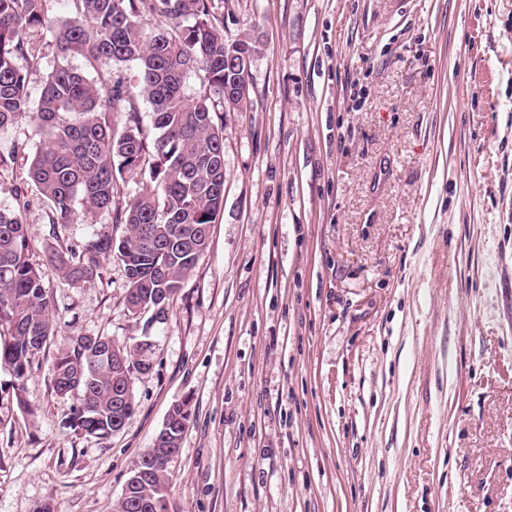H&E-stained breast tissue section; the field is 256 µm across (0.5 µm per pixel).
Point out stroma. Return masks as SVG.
Segmentation results:
<instances>
[{"instance_id": "obj_1", "label": "stroma", "mask_w": 512, "mask_h": 512, "mask_svg": "<svg viewBox=\"0 0 512 512\" xmlns=\"http://www.w3.org/2000/svg\"><path fill=\"white\" fill-rule=\"evenodd\" d=\"M214 7L256 46L251 101L223 115L224 212L164 324L128 313L118 259L47 276L56 336L23 381L0 366V512H113L184 399L178 512H512V0ZM38 39L34 101L88 69ZM150 187L126 172L115 210L56 227L34 201L31 263L123 233ZM147 332L124 428L70 429L66 339Z\"/></svg>"}]
</instances>
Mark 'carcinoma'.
Listing matches in <instances>:
<instances>
[{
	"mask_svg": "<svg viewBox=\"0 0 512 512\" xmlns=\"http://www.w3.org/2000/svg\"><path fill=\"white\" fill-rule=\"evenodd\" d=\"M49 0H0V128L21 120L44 136L27 169L46 207L48 223L69 224L75 212L112 209L117 176L149 166L155 188L131 199L116 223V238L94 230L78 249L48 247L42 267L28 259L31 242L22 211L30 201L16 196L17 207L0 209V365L17 381L55 336L54 306L44 285L55 272L76 284L102 278V260L119 259L128 288L125 303L159 299L170 304L209 245L210 227L224 210V128L215 115L224 111V86L234 80L224 67V19L214 0H72L73 12L49 16ZM52 33L58 51L80 55L90 66L102 61L133 62L139 95L151 107L143 130L127 82H101L73 69L47 75L36 104L28 98V71L39 55L33 33ZM199 80L190 92L185 74ZM126 112L119 131L112 113ZM26 145L0 146V174L14 170ZM98 337L86 345L71 336L53 365L57 395L75 399L70 427L101 440L112 437L120 396L133 397L127 381L112 375V344ZM153 345H122L127 374L141 371L139 357ZM160 447L180 448L192 420L190 401L173 404ZM138 502L124 512H168L176 508L168 476H154L139 489Z\"/></svg>",
	"mask_w": 512,
	"mask_h": 512,
	"instance_id": "carcinoma-1",
	"label": "carcinoma"
}]
</instances>
